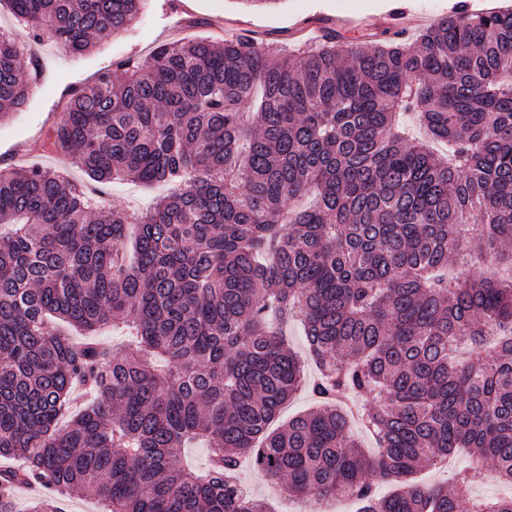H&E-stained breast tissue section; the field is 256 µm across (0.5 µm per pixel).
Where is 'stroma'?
<instances>
[{
	"label": "stroma",
	"mask_w": 512,
	"mask_h": 512,
	"mask_svg": "<svg viewBox=\"0 0 512 512\" xmlns=\"http://www.w3.org/2000/svg\"><path fill=\"white\" fill-rule=\"evenodd\" d=\"M458 0H403L408 11L405 37L414 38L440 17L453 11ZM394 0H272L253 7L242 0H147L134 26L117 35L100 37L84 54H73L51 42H29L39 65V76L26 105L0 115V165L36 163L61 168L85 182L79 168L63 157L43 152L41 145L60 119V102L72 87L87 84L103 71L128 58L145 59L162 41L209 38L220 40L235 31L256 33L267 41L295 45L298 32L318 22L327 30L357 39L370 33H394L398 18ZM162 187L114 183L96 202L137 215L150 206ZM241 482L256 497L264 499L270 512H357L352 500L301 501L276 494L266 479L244 465Z\"/></svg>",
	"instance_id": "1"
}]
</instances>
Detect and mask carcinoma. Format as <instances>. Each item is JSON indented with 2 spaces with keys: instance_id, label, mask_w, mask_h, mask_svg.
I'll use <instances>...</instances> for the list:
<instances>
[{
  "instance_id": "cac0c4a2",
  "label": "carcinoma",
  "mask_w": 512,
  "mask_h": 512,
  "mask_svg": "<svg viewBox=\"0 0 512 512\" xmlns=\"http://www.w3.org/2000/svg\"><path fill=\"white\" fill-rule=\"evenodd\" d=\"M4 2L33 40L82 54L142 0ZM30 65L0 32V109L26 104ZM45 147L100 189L170 192L133 221L58 169L0 166V457L23 460L0 471V512L30 482L51 494L29 512L74 495L266 512L240 491L244 458L359 512H512L467 497L483 461L512 484V279H448L465 246L512 261V9L461 5L384 44L162 43L70 93ZM290 320L317 407L275 428L302 382ZM105 328L133 344L88 340ZM198 440L205 475L178 464ZM458 450L475 464L449 484L414 481ZM283 339L288 345V348L296 354L305 368L308 378L312 379L316 376V368L310 361L308 352L306 350V343L302 333L297 326H288L284 333Z\"/></svg>"
}]
</instances>
